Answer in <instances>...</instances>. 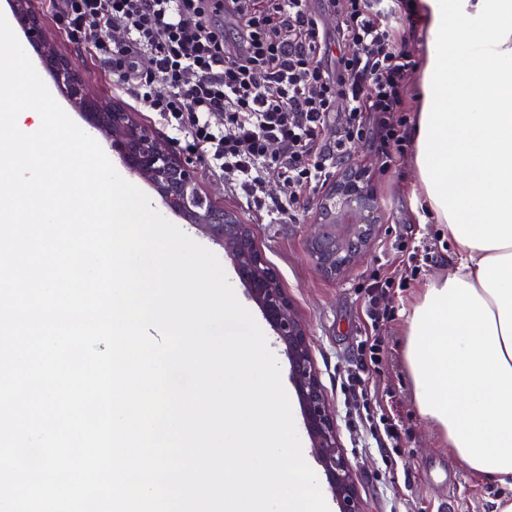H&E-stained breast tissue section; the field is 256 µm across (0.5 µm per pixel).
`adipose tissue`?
Listing matches in <instances>:
<instances>
[{"label": "adipose tissue", "mask_w": 512, "mask_h": 512, "mask_svg": "<svg viewBox=\"0 0 512 512\" xmlns=\"http://www.w3.org/2000/svg\"><path fill=\"white\" fill-rule=\"evenodd\" d=\"M413 127L427 208L456 247L406 319L416 408L470 469L512 487V0H418Z\"/></svg>", "instance_id": "1"}]
</instances>
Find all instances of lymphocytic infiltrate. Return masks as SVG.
I'll use <instances>...</instances> for the list:
<instances>
[{
	"instance_id": "f902f5d3",
	"label": "lymphocytic infiltrate",
	"mask_w": 512,
	"mask_h": 512,
	"mask_svg": "<svg viewBox=\"0 0 512 512\" xmlns=\"http://www.w3.org/2000/svg\"><path fill=\"white\" fill-rule=\"evenodd\" d=\"M61 4L90 48L103 46L109 32L125 33L115 84H135L147 108L164 114L187 148L213 161L225 187L243 192L260 217L271 214L270 181L280 185L281 210H293L356 142L371 140L385 171L405 152L404 98L417 65L401 32L410 0H328V11L339 16V39L355 48L332 71L322 63L330 37L305 0ZM392 286L388 279L369 285L367 370L383 357L379 332L390 314L379 298Z\"/></svg>"
}]
</instances>
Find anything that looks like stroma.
<instances>
[{
  "instance_id": "35a3bbf8",
  "label": "stroma",
  "mask_w": 512,
  "mask_h": 512,
  "mask_svg": "<svg viewBox=\"0 0 512 512\" xmlns=\"http://www.w3.org/2000/svg\"><path fill=\"white\" fill-rule=\"evenodd\" d=\"M43 25L57 45L77 58L92 92L136 113L138 120L171 142L180 157L188 158L201 174V191L225 211L249 224L256 247L277 271L293 307L308 325L310 347L323 391L336 417L338 441L350 466L363 512H492L493 500L508 490L489 476L469 469L450 451L438 433L419 416L403 355L406 312L433 278L447 274L455 251L441 235L439 224L416 191L415 151H407L389 172H381L380 159L365 141L355 144L344 166L368 170L379 205L380 221L366 251L338 277L321 273L309 250L310 224L323 188L307 191L295 212L272 222L258 221L244 195L225 189L201 154L188 153L182 141L159 113L149 111L134 90L117 94L110 79L113 36L106 50L92 53L70 31L61 11L46 0H33ZM169 220L216 255L226 275L254 318L262 313L241 285L223 248L177 215ZM400 279V287L383 298L390 318L381 332L382 362L363 371L360 345L369 330L365 315V286L371 274ZM378 397L382 408L399 426L397 447L371 438L373 411L366 399Z\"/></svg>"
}]
</instances>
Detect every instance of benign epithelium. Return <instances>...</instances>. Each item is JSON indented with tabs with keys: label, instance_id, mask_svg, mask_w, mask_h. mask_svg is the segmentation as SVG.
I'll use <instances>...</instances> for the list:
<instances>
[{
	"label": "benign epithelium",
	"instance_id": "1",
	"mask_svg": "<svg viewBox=\"0 0 512 512\" xmlns=\"http://www.w3.org/2000/svg\"><path fill=\"white\" fill-rule=\"evenodd\" d=\"M11 2L16 23L72 107L120 154L130 172L157 191L170 212L224 247L249 298L284 346L311 453L326 478L337 512H362L336 437V420L311 355L308 329L281 287L277 272L255 249L250 225L200 193L198 168L177 156L156 131L138 122L133 113L86 90L81 68L57 48L32 0ZM378 218L379 207L365 173L352 168L336 172L311 225L309 241L318 269L332 278L341 275L355 256L367 249Z\"/></svg>",
	"mask_w": 512,
	"mask_h": 512
}]
</instances>
